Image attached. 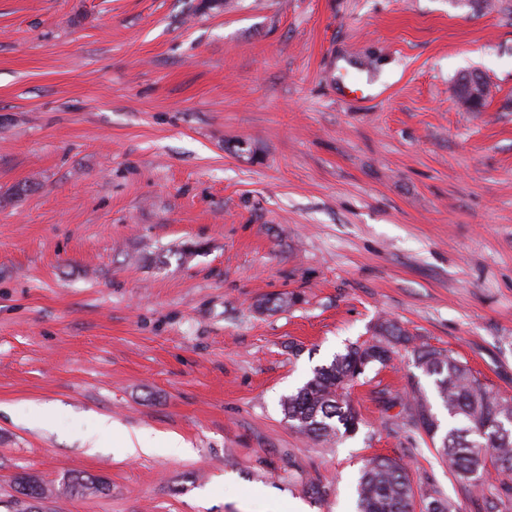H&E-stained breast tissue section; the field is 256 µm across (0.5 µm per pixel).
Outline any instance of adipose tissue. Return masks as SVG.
<instances>
[{"mask_svg": "<svg viewBox=\"0 0 512 512\" xmlns=\"http://www.w3.org/2000/svg\"><path fill=\"white\" fill-rule=\"evenodd\" d=\"M111 433L117 434L122 453L130 457L152 454L161 445L165 446L169 453L180 457L187 456L190 452L189 444L181 436H159L147 430L131 432L117 428L116 424L105 416L100 417L95 426L84 433L82 440L89 451L93 452L99 448L102 437Z\"/></svg>", "mask_w": 512, "mask_h": 512, "instance_id": "adipose-tissue-1", "label": "adipose tissue"}]
</instances>
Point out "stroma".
<instances>
[{
	"instance_id": "1",
	"label": "stroma",
	"mask_w": 512,
	"mask_h": 512,
	"mask_svg": "<svg viewBox=\"0 0 512 512\" xmlns=\"http://www.w3.org/2000/svg\"><path fill=\"white\" fill-rule=\"evenodd\" d=\"M491 2L0 0V512H351L375 456L478 512L391 423L406 351L351 388L340 442L280 400L381 317L512 398V0ZM102 416L191 454L87 453ZM74 472L108 491L60 493Z\"/></svg>"
}]
</instances>
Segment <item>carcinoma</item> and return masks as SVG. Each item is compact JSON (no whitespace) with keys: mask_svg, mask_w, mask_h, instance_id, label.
Listing matches in <instances>:
<instances>
[{"mask_svg":"<svg viewBox=\"0 0 512 512\" xmlns=\"http://www.w3.org/2000/svg\"><path fill=\"white\" fill-rule=\"evenodd\" d=\"M410 349L415 368L433 379L436 397L456 421L444 429L433 411L428 393L418 381L410 390L396 418L426 436L450 469L466 482L478 498L479 512H506L504 489L486 484V476H512V400L488 389L467 364L451 353L416 345L391 320L377 324L372 340L355 343L345 353L313 371L297 391L285 396L281 406L284 418L300 433L329 442L357 432L360 418L348 399V389L373 364L393 359L397 346ZM28 490L33 500H45L53 491L38 478L16 488ZM69 494L97 495L109 490L101 477L72 473L64 487ZM356 512H415L417 493L404 464L394 458L377 456L366 463L357 489ZM427 512H458L457 506L438 491L425 494Z\"/></svg>","mask_w":512,"mask_h":512,"instance_id":"cac0c4a2","label":"carcinoma"}]
</instances>
